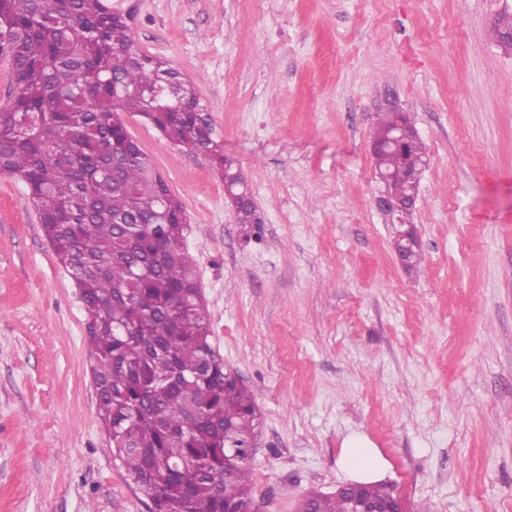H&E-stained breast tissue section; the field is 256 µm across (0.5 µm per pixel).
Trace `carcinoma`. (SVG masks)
Here are the masks:
<instances>
[{"label":"carcinoma","mask_w":512,"mask_h":512,"mask_svg":"<svg viewBox=\"0 0 512 512\" xmlns=\"http://www.w3.org/2000/svg\"><path fill=\"white\" fill-rule=\"evenodd\" d=\"M512 48V13L494 27ZM13 90L0 108V174L25 183L43 233L83 301L98 415L112 453L153 512H244L261 418L252 394L210 342L187 215L120 113L224 166L194 91L164 60L139 50L108 0H0V46ZM408 135L402 112L379 115L372 140ZM390 196L415 186L399 149L374 153ZM237 223H261L238 171H224ZM404 264L421 261L418 239ZM348 494H313L297 512H348Z\"/></svg>","instance_id":"cac0c4a2"}]
</instances>
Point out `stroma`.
<instances>
[{
	"instance_id": "1",
	"label": "stroma",
	"mask_w": 512,
	"mask_h": 512,
	"mask_svg": "<svg viewBox=\"0 0 512 512\" xmlns=\"http://www.w3.org/2000/svg\"><path fill=\"white\" fill-rule=\"evenodd\" d=\"M136 46L201 101L224 156L130 134L185 207L212 343L263 427L251 492L296 512L347 483L351 433L403 512H512V0H125ZM407 113L427 163L389 211L370 149ZM262 219L246 241L224 188ZM417 229L404 266L396 228ZM97 412L79 291L0 175V512H149ZM224 184L228 192L235 197L234 209L238 224H261L260 218L257 216L255 205L246 202L243 199L249 196L248 186L238 171H233L230 167L224 171ZM342 464L348 477L358 482H373L380 479L389 464L371 440L361 434L348 435L342 446Z\"/></svg>"
}]
</instances>
